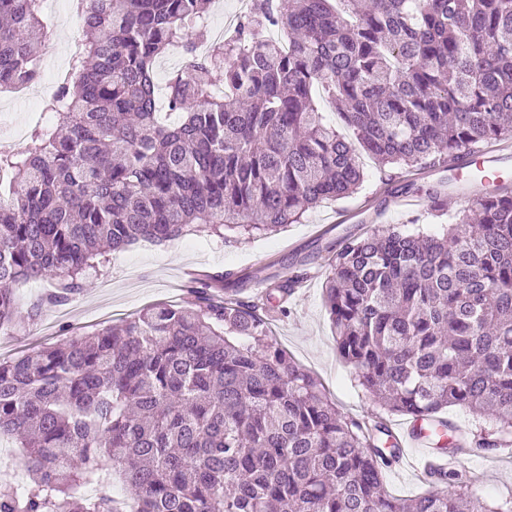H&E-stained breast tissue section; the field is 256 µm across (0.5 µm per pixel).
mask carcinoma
<instances>
[{
    "label": "carcinoma",
    "mask_w": 512,
    "mask_h": 512,
    "mask_svg": "<svg viewBox=\"0 0 512 512\" xmlns=\"http://www.w3.org/2000/svg\"><path fill=\"white\" fill-rule=\"evenodd\" d=\"M209 0H79L84 50L19 153H0V331L37 323L86 272L139 241L203 229L278 232L354 193L357 154L450 171L512 138V0H251L229 38L203 42ZM40 0H0V89L39 74ZM186 70L157 109L153 65ZM338 108L348 138L314 97ZM323 300L336 349L386 411L421 417L454 458L458 406L512 443V187L478 195L440 235L343 237ZM50 283L23 303L17 285ZM193 281L190 306L0 360V440L25 482L0 512H512L483 504L452 463L410 498L385 490L382 420L347 419L268 334L264 291Z\"/></svg>",
    "instance_id": "1"
}]
</instances>
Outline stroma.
<instances>
[{"label": "stroma", "instance_id": "stroma-1", "mask_svg": "<svg viewBox=\"0 0 512 512\" xmlns=\"http://www.w3.org/2000/svg\"><path fill=\"white\" fill-rule=\"evenodd\" d=\"M45 19L55 41L48 68L61 75L82 37L75 0H53ZM361 163L363 182L354 194L310 209L301 223L288 225L278 234L229 243L202 231L160 245L143 242L114 254L104 271H88V288L77 300L45 308L39 323L27 330L0 332V359L56 345L73 334H91L154 305L188 304L192 296L182 277L187 268L223 276L225 287L236 289L241 297L299 275L303 281L289 299L288 314L269 324L271 336L297 364L320 379L344 416L360 420L379 416L402 423V415L383 411L358 385L353 369L336 350L323 304L330 272L326 259L342 237L375 228L411 225L429 234L441 233L440 219L432 217L423 204L429 193L440 189L441 174L402 167L383 170L366 156ZM405 186L416 205H396ZM459 468L482 503L512 504V446L489 451L469 448Z\"/></svg>", "mask_w": 512, "mask_h": 512}]
</instances>
